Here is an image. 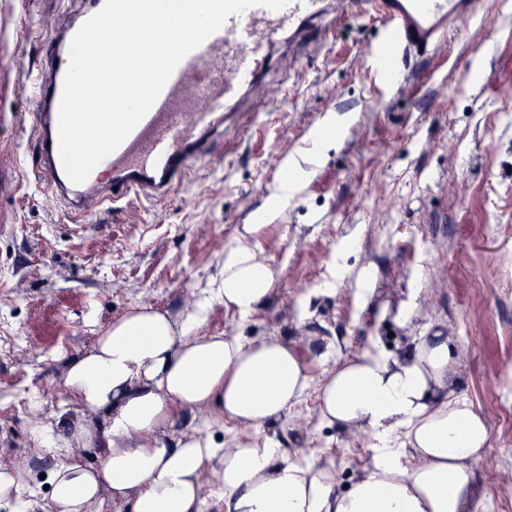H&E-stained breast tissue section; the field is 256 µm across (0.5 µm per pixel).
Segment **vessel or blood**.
Here are the masks:
<instances>
[{
    "instance_id": "1",
    "label": "vessel or blood",
    "mask_w": 512,
    "mask_h": 512,
    "mask_svg": "<svg viewBox=\"0 0 512 512\" xmlns=\"http://www.w3.org/2000/svg\"><path fill=\"white\" fill-rule=\"evenodd\" d=\"M384 28V40L403 58L441 48L477 0H356ZM104 0H71L59 25L40 44L35 70L26 72L35 107L28 115L36 150L22 178L54 197L71 222L107 205L172 198L193 162L210 157L214 142L265 82L268 49L281 56L317 43L337 0H288L278 11L263 5L229 16L222 28L178 65L148 114L81 184L67 177L58 152L59 104L74 35Z\"/></svg>"
}]
</instances>
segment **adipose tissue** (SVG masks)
I'll return each mask as SVG.
<instances>
[{
  "label": "adipose tissue",
  "instance_id": "1",
  "mask_svg": "<svg viewBox=\"0 0 512 512\" xmlns=\"http://www.w3.org/2000/svg\"><path fill=\"white\" fill-rule=\"evenodd\" d=\"M243 225L213 282L240 319L269 303L277 271ZM212 298L180 319L148 305L114 321L91 350L69 357L63 384L103 427L72 426V439L99 449L96 464L70 457L51 472V512H96L103 497L133 512H201L211 473L218 512H473L474 471L489 444L485 419L451 383L447 341L418 336L405 357L372 341L345 360L327 346L319 378L286 342L202 336ZM315 389L322 422L367 434L368 458L346 492L315 453L295 457L263 436ZM219 404L253 428L236 447L178 428V413ZM174 444H166L167 435ZM27 462H0V512H34Z\"/></svg>",
  "mask_w": 512,
  "mask_h": 512
}]
</instances>
